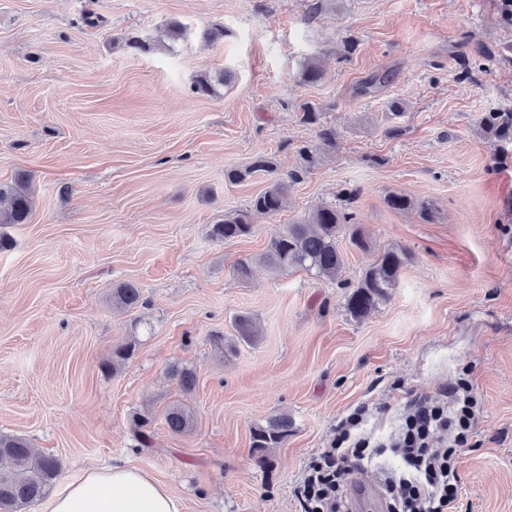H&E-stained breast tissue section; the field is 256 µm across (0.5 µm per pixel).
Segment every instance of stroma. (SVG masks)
Segmentation results:
<instances>
[{
	"label": "stroma",
	"mask_w": 512,
	"mask_h": 512,
	"mask_svg": "<svg viewBox=\"0 0 512 512\" xmlns=\"http://www.w3.org/2000/svg\"><path fill=\"white\" fill-rule=\"evenodd\" d=\"M498 3L0 0V184L28 174L34 198L28 223L0 227L12 241L0 252V433L60 459L55 492L124 463L170 487L183 512H304L302 476L345 415L368 407L367 431L386 440L406 402L443 398L465 376L479 408L457 452L461 512H512V136L480 123L512 110V26ZM173 22L183 38L159 46ZM216 28L223 39L206 41ZM130 35L155 50L127 49ZM311 60L324 70L315 84L301 79ZM221 71L216 95L193 92L197 75ZM384 71L393 79L377 95L356 94ZM306 103L335 127V148L302 122ZM259 154L280 175L300 171L287 207L253 214L250 236L211 239L210 225L266 188L262 174L224 178ZM392 192L432 219L388 208ZM324 204L371 245L340 240L341 282L259 265L236 279L237 262ZM388 248L412 260L354 319L346 298ZM119 281L139 286V308L109 304ZM241 314L255 343L236 339ZM131 337L133 357L104 372ZM176 363L196 372L190 396L167 375ZM180 398L195 425L176 435L163 413ZM136 412L152 417L149 446L132 434ZM283 413L287 441L254 452L252 428ZM396 464L358 472L351 512H386L373 491Z\"/></svg>",
	"instance_id": "stroma-1"
}]
</instances>
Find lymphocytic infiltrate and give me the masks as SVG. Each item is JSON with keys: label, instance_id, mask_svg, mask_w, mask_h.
I'll use <instances>...</instances> for the list:
<instances>
[{"label": "lymphocytic infiltrate", "instance_id": "1", "mask_svg": "<svg viewBox=\"0 0 512 512\" xmlns=\"http://www.w3.org/2000/svg\"><path fill=\"white\" fill-rule=\"evenodd\" d=\"M474 405L470 385L464 380L449 388L447 401L414 404L400 434L390 443L401 467L387 481L402 493L389 503V512H458L454 449L468 441ZM364 415L361 408L348 415L335 443L307 472L301 495L309 512H349L344 482L355 467L382 451L358 435Z\"/></svg>", "mask_w": 512, "mask_h": 512}]
</instances>
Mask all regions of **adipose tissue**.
Segmentation results:
<instances>
[{
    "mask_svg": "<svg viewBox=\"0 0 512 512\" xmlns=\"http://www.w3.org/2000/svg\"><path fill=\"white\" fill-rule=\"evenodd\" d=\"M44 512H182V502L149 474L115 464L87 471L52 497Z\"/></svg>",
    "mask_w": 512,
    "mask_h": 512,
    "instance_id": "ef3b65f1",
    "label": "adipose tissue"
}]
</instances>
